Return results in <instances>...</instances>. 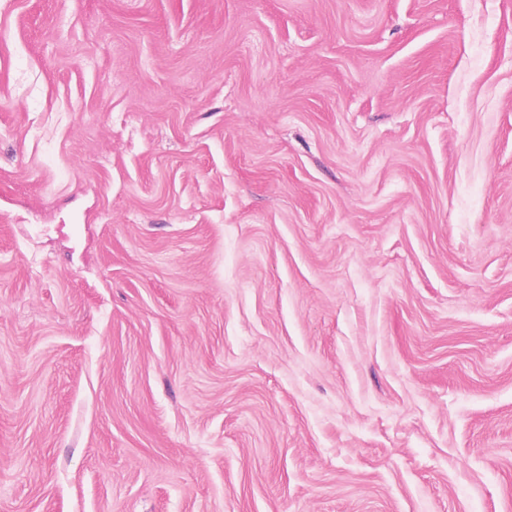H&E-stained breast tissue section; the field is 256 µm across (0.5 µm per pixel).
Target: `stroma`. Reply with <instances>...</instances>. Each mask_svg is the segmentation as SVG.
Listing matches in <instances>:
<instances>
[{
  "label": "stroma",
  "instance_id": "stroma-1",
  "mask_svg": "<svg viewBox=\"0 0 512 512\" xmlns=\"http://www.w3.org/2000/svg\"><path fill=\"white\" fill-rule=\"evenodd\" d=\"M0 512H512V0H0Z\"/></svg>",
  "mask_w": 512,
  "mask_h": 512
}]
</instances>
